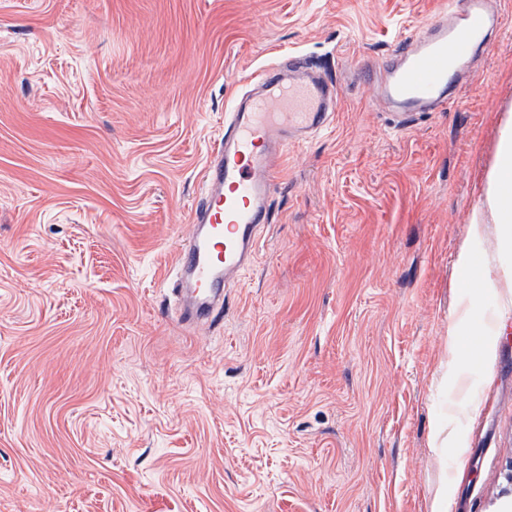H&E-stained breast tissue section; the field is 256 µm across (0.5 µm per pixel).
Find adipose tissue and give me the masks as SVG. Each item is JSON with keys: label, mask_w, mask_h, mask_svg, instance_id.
<instances>
[{"label": "adipose tissue", "mask_w": 512, "mask_h": 512, "mask_svg": "<svg viewBox=\"0 0 512 512\" xmlns=\"http://www.w3.org/2000/svg\"><path fill=\"white\" fill-rule=\"evenodd\" d=\"M482 206L499 224L502 240L512 245V113L505 114L499 133L494 163L487 176Z\"/></svg>", "instance_id": "ef3b65f1"}]
</instances>
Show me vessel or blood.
Here are the masks:
<instances>
[{
  "mask_svg": "<svg viewBox=\"0 0 512 512\" xmlns=\"http://www.w3.org/2000/svg\"><path fill=\"white\" fill-rule=\"evenodd\" d=\"M503 27L495 0H443L423 31L401 34L396 54L371 71L372 108L391 109L396 133L425 113L446 111ZM251 83L255 95L224 115L174 266L171 310L199 331L211 329L227 288L254 260L281 157L327 130L339 107L337 82L300 54L279 55Z\"/></svg>",
  "mask_w": 512,
  "mask_h": 512,
  "instance_id": "obj_1",
  "label": "vessel or blood"
}]
</instances>
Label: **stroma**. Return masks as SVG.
<instances>
[{"mask_svg": "<svg viewBox=\"0 0 512 512\" xmlns=\"http://www.w3.org/2000/svg\"><path fill=\"white\" fill-rule=\"evenodd\" d=\"M440 2L0 0V512H512V250L471 231L512 0L446 111L392 132L362 76ZM289 50L334 125L215 330L179 327L224 114Z\"/></svg>", "mask_w": 512, "mask_h": 512, "instance_id": "stroma-1", "label": "stroma"}]
</instances>
